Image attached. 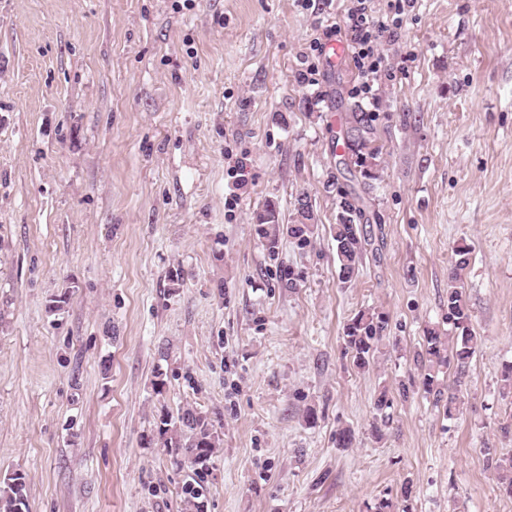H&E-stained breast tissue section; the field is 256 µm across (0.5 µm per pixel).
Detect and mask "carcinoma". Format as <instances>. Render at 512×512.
I'll return each mask as SVG.
<instances>
[{"mask_svg": "<svg viewBox=\"0 0 512 512\" xmlns=\"http://www.w3.org/2000/svg\"><path fill=\"white\" fill-rule=\"evenodd\" d=\"M377 115L364 112L355 106L345 113L340 125V135L346 145L347 156L357 167L363 187H371L376 179L379 150L370 148L376 133ZM337 222L332 225V239L336 247L339 280L347 283L358 272L360 259L366 246L372 241L370 218L366 214L362 197L354 191H337ZM257 233L266 240L270 252H275L280 231H285L294 244L304 249L309 246L314 233L315 217H305L295 212L289 224L281 222L276 203L268 201L255 215ZM274 226V230L266 226ZM445 320L452 336L444 338L437 332L428 330L424 336L423 349L416 355V365L424 371L421 384L423 390L433 395L435 406L442 407L444 414L451 418L456 412V397L446 396L435 384L431 370L435 366L455 364L460 376L466 372L470 358L475 352L477 337L472 335L471 311L463 292L454 284H448L447 312ZM389 326L388 318L380 313L360 312L344 327L345 351L351 354L354 366L359 370L370 368L376 352L385 339ZM163 447L176 448L185 461L193 466L204 464L220 444V436L214 421L191 408L177 416L166 415L159 426ZM487 460L495 463L500 470L498 481L500 490L512 497V471L502 472L501 463L495 461L496 450L484 449ZM409 487L400 490V501L382 499L376 512H406L400 509L399 502L407 499ZM0 512H28L27 485L25 475L14 472L0 481Z\"/></svg>", "mask_w": 512, "mask_h": 512, "instance_id": "carcinoma-1", "label": "carcinoma"}]
</instances>
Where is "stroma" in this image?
<instances>
[{"mask_svg": "<svg viewBox=\"0 0 512 512\" xmlns=\"http://www.w3.org/2000/svg\"><path fill=\"white\" fill-rule=\"evenodd\" d=\"M347 5L0 0V479L25 474L28 512H182L194 470L158 425L185 407L220 425L203 512H374L405 483L408 512H512L484 455L512 459V0H416L381 44L394 77L362 106L380 222L344 284L330 228L358 74L309 45ZM301 195L310 246L268 251L257 210L290 222ZM455 275L478 346L463 382L435 373L449 419L398 386L447 332ZM361 311L389 318L365 372L342 339Z\"/></svg>", "mask_w": 512, "mask_h": 512, "instance_id": "1", "label": "stroma"}]
</instances>
